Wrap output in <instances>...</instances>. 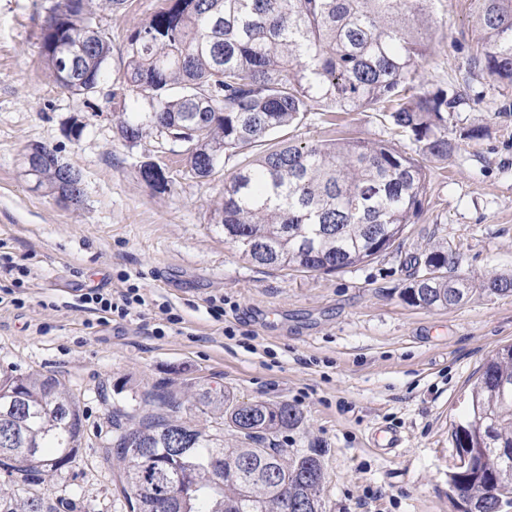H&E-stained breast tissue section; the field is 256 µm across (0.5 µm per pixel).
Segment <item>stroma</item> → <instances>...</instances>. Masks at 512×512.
I'll list each match as a JSON object with an SVG mask.
<instances>
[{"label": "stroma", "mask_w": 512, "mask_h": 512, "mask_svg": "<svg viewBox=\"0 0 512 512\" xmlns=\"http://www.w3.org/2000/svg\"><path fill=\"white\" fill-rule=\"evenodd\" d=\"M163 0H130L104 17L112 57L99 93L73 95L45 75L41 27L51 0H0V241L30 269L23 308L0 305V371L59 379L82 419L78 451L57 473L24 482L0 471V489L24 485L60 512H129L122 460L104 455L116 410L142 407L156 387L211 383L242 402L285 401L302 420L279 447L313 450L324 463L326 512H451L446 484L458 457L452 430L485 361L512 344V293L483 280L512 275V88L469 69L477 0H432L436 80L465 88L448 126L488 127L448 157L426 160L429 189L403 236L371 262L325 274L249 262L214 219L224 180L239 159L221 157L211 177L186 173L184 147L147 139L130 145L113 122L110 91L124 76L126 38ZM80 136H71V123ZM348 136L412 142L378 112H344ZM40 144L79 170V206L34 189L25 153ZM158 164L165 192L141 178ZM437 242L461 259L475 286L464 303L427 309L406 302L409 260ZM134 287L146 299L132 316L88 327L78 289ZM224 315L210 313L212 299ZM181 322L167 325L162 305ZM385 427L397 452L374 448Z\"/></svg>", "instance_id": "obj_1"}]
</instances>
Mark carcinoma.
Masks as SVG:
<instances>
[{
	"label": "carcinoma",
	"instance_id": "1",
	"mask_svg": "<svg viewBox=\"0 0 512 512\" xmlns=\"http://www.w3.org/2000/svg\"><path fill=\"white\" fill-rule=\"evenodd\" d=\"M128 0H56L41 28V56L61 89L96 94L112 48L100 13L118 17ZM127 35L125 77L112 86L120 137L153 136L185 145L188 171L242 156L216 209L224 237L251 244L242 254L269 268L339 272L390 249L427 193L428 157L454 148L448 120L462 91L432 79L424 62L436 20L431 0H164ZM471 69L512 86V0H478ZM143 101L144 112L128 111ZM387 112L409 134L415 155L384 141L333 138L273 142L309 112ZM157 113L159 119L151 117ZM25 175L36 188L81 203L82 175L36 145ZM404 299L422 308L458 305L473 291L450 246L415 258ZM482 288L512 292V276ZM158 412L133 421L119 412L106 457L126 462L130 512H325L323 465L315 451L290 452L272 437L301 422L281 401L238 402L222 387L194 384L177 397L149 395ZM200 405L236 433V447L179 417ZM477 420L485 430L471 428ZM82 420L70 392L40 373L0 374V469L11 476L52 474L75 457ZM466 463L448 473L453 512H512V490L494 481L512 472V344L482 368L466 419L452 433ZM0 512H57L31 493H0Z\"/></svg>",
	"mask_w": 512,
	"mask_h": 512
}]
</instances>
